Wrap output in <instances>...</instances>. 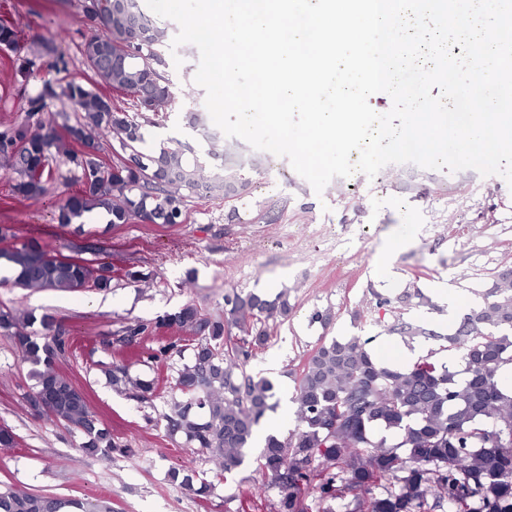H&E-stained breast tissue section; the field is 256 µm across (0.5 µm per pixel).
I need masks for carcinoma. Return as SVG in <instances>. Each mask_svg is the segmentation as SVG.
I'll return each mask as SVG.
<instances>
[{"instance_id": "obj_1", "label": "carcinoma", "mask_w": 512, "mask_h": 512, "mask_svg": "<svg viewBox=\"0 0 512 512\" xmlns=\"http://www.w3.org/2000/svg\"><path fill=\"white\" fill-rule=\"evenodd\" d=\"M142 13L140 0H83V13L102 31L87 38L81 52L93 86L67 83L64 94L80 112L67 127L70 140L99 146L112 136L129 160L108 165L99 155L71 150L80 172L100 171L67 195L58 223L70 224L103 206L112 223L150 218L156 224L183 222L184 194L207 198L214 186L235 173L231 146L219 155L212 148L197 152L178 139L153 154L138 151L142 125L116 106L108 107L106 89L120 102H144L153 112L167 111L175 101L174 86L164 71L166 30L154 25L139 31L138 52L130 51L131 15ZM14 25L0 22V47L17 50ZM55 90L47 83L27 100L25 123L0 134V167L14 175V192L30 198L44 191L51 149L60 140L41 114ZM12 271L23 288L78 291L107 290L110 270L86 261L61 258L37 243L0 253V266ZM403 307L432 306L420 290L397 298ZM284 294L273 299L233 290L224 295V314L206 316L192 304L158 320V327L189 329L200 334L189 362L176 371L170 413L163 415L172 436L184 439L222 471L244 461L254 427L273 408V384L247 373L246 365L271 339V325L288 319ZM30 314L0 311V332L11 337L32 366L35 379L29 398L32 411L79 431L81 447L106 458L129 453L91 413L84 394L55 367L67 338L48 341L30 330ZM388 332L443 341L455 355L448 362L435 352L412 366L392 369L372 354L370 340L360 336L323 341L308 351L296 378L297 427L285 438L266 439L253 480L245 491L259 498L267 483L279 489V512H335L332 503L349 494L346 512H429L448 505L449 512H512V388L499 382L512 365V267L493 276L481 300L463 313L443 335L398 315ZM112 385L134 387L144 400L156 396L159 379H132L118 365L109 373ZM400 437L391 445L373 432ZM170 481L200 498L212 484L192 470L173 466ZM434 493L428 503V493ZM0 512H113L106 497L61 498L0 487Z\"/></svg>"}]
</instances>
